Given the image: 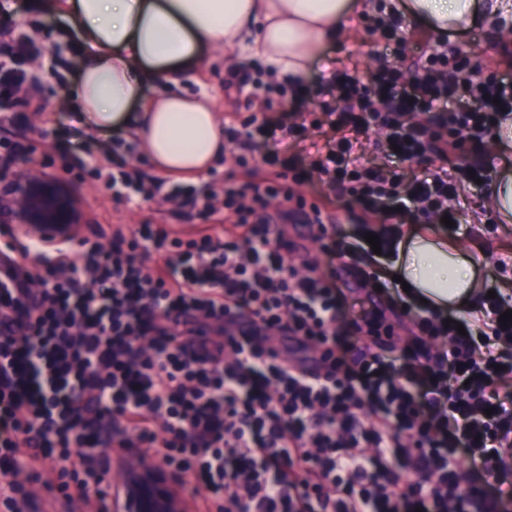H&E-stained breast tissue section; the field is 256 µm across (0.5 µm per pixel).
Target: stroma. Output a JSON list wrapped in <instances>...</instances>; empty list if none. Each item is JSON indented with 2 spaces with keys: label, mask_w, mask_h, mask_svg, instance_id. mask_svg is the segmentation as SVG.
Wrapping results in <instances>:
<instances>
[{
  "label": "stroma",
  "mask_w": 512,
  "mask_h": 512,
  "mask_svg": "<svg viewBox=\"0 0 512 512\" xmlns=\"http://www.w3.org/2000/svg\"><path fill=\"white\" fill-rule=\"evenodd\" d=\"M17 7L0 15V24L16 31H37L39 41L51 47V55L41 57L32 69L40 79L38 98L40 111L29 113L27 132L29 150L14 158L12 165L30 172L52 174L64 178L81 201L86 224L164 223L178 227L200 223L201 218L190 204L174 207L154 202L131 209L112 197L109 181L115 159H125L145 174H152L149 160L132 146L133 139L125 128L86 138L77 125L72 109L60 107L63 91L74 87L79 79L82 59L73 39L59 16L37 12L34 0H17ZM374 12L354 19L351 28L336 44L325 49L327 57L346 65L362 85H370L373 75L386 64L399 66L406 77L419 72L424 52L451 57H464L469 62L486 64L489 59H512V48L504 47L496 35L486 29L466 33L461 41L441 42L438 34L424 33L404 13L396 11L395 0H374ZM400 25L403 42L384 46L379 21ZM228 73L223 64L215 63L199 72L182 77L173 92L195 94L206 90L214 94L221 114L234 110V95L228 94L224 81ZM98 159L101 172L90 175L82 167L87 156ZM297 194L318 206L323 215L333 219L339 235H346L361 222L364 214L352 197H336L323 186L317 176L307 175L296 184ZM489 186L472 189L460 199L461 224L457 239L481 245L485 258L479 272L488 287L512 286V224H500L488 214ZM343 317L339 323L342 335H349V323L361 308L392 310L388 297L361 290L353 277L344 284Z\"/></svg>",
  "instance_id": "1"
}]
</instances>
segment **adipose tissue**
Segmentation results:
<instances>
[{
    "label": "adipose tissue",
    "mask_w": 512,
    "mask_h": 512,
    "mask_svg": "<svg viewBox=\"0 0 512 512\" xmlns=\"http://www.w3.org/2000/svg\"><path fill=\"white\" fill-rule=\"evenodd\" d=\"M84 48L79 84L64 96L88 132L123 124L154 168L197 179L224 154V128L209 92L170 93L168 84L215 61H261L281 82L306 79L319 54L343 37L370 0H50ZM421 28L512 34V0H401ZM157 91L142 97L147 84ZM413 299L467 312L484 288L464 242L411 228L386 270Z\"/></svg>",
    "instance_id": "ef3b65f1"
}]
</instances>
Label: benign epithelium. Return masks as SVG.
Returning a JSON list of instances; mask_svg holds the SVG:
<instances>
[{
  "instance_id": "7a95c632",
  "label": "benign epithelium",
  "mask_w": 512,
  "mask_h": 512,
  "mask_svg": "<svg viewBox=\"0 0 512 512\" xmlns=\"http://www.w3.org/2000/svg\"><path fill=\"white\" fill-rule=\"evenodd\" d=\"M81 223L79 199L61 178L0 170V224L54 242ZM119 488L120 496L111 500L112 512H183L169 476L155 466L136 465Z\"/></svg>"
}]
</instances>
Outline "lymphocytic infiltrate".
<instances>
[{"label": "lymphocytic infiltrate", "instance_id": "obj_1", "mask_svg": "<svg viewBox=\"0 0 512 512\" xmlns=\"http://www.w3.org/2000/svg\"><path fill=\"white\" fill-rule=\"evenodd\" d=\"M28 33L0 31V124L19 123L38 79L25 63L45 55ZM465 66L431 54L413 82L395 67L370 85L332 68L322 78L335 97L323 114L338 136L315 148L311 169L363 211L354 242H334L321 214L291 207L283 184L288 140L306 129L304 113L272 121L273 98L287 85L245 97L251 113L224 128L236 146L228 158L250 173L272 169L266 185L192 186L119 167L110 187L126 203L191 202L203 221L188 231L169 224H99L40 257L35 272L0 291V485L24 486L46 460L87 478L109 468L110 448H148L162 469L200 482L192 498L205 512H500L512 490L499 479L512 466V297L483 298L480 315H445L405 305L416 329L398 368L380 352L393 327L383 314L353 320L357 344L336 322L342 272L361 286L372 257L366 234L389 254L412 215L429 223L457 219L453 200L488 180L494 159L440 167L405 179L397 166L444 144L481 146L512 118V79L488 68L480 80ZM432 113L431 125L413 123ZM378 128L382 163L367 164L360 137ZM262 156H254L257 144ZM300 219L338 267L317 259L288 265L285 234L268 228ZM163 263H156V256ZM194 313L184 323L180 314ZM253 316L254 336L239 335L233 315ZM285 335L316 353L311 374L271 343ZM444 338L445 347L429 344ZM465 454L482 485L459 490ZM408 467L401 478L398 466Z\"/></svg>", "mask_w": 512, "mask_h": 512}]
</instances>
